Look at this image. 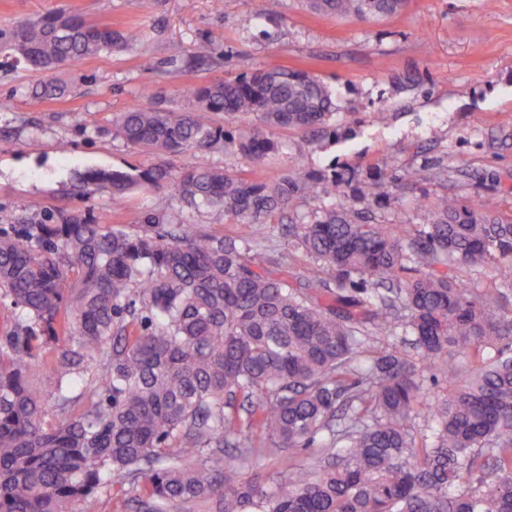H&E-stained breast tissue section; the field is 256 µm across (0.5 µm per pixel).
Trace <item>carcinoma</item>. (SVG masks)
<instances>
[{
    "instance_id": "carcinoma-1",
    "label": "carcinoma",
    "mask_w": 512,
    "mask_h": 512,
    "mask_svg": "<svg viewBox=\"0 0 512 512\" xmlns=\"http://www.w3.org/2000/svg\"><path fill=\"white\" fill-rule=\"evenodd\" d=\"M404 4L310 0L359 18ZM138 37L60 11L0 30V52L49 76L32 97L53 99L66 92L57 69ZM191 98L179 112L148 96L112 134L162 158L225 152L258 169L275 130L336 135L332 91L303 70L259 66ZM237 114L255 123L219 120ZM81 184L109 186L117 208L135 187L168 188L182 208L136 232L79 213L0 225V512H74L114 476L139 488L143 512H512V290L453 275L491 266L512 281L511 216L444 193L411 235L374 217L381 185L367 180L352 202L293 218L296 196L344 193L305 167L259 182L162 161ZM186 209L231 216L237 232L210 233ZM275 216L308 258L296 271L248 256ZM451 349L450 389L432 396L425 374ZM309 448L311 464L293 455ZM285 451L272 486L239 478V462Z\"/></svg>"
}]
</instances>
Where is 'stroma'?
I'll return each mask as SVG.
<instances>
[{
	"label": "stroma",
	"instance_id": "35a3bbf8",
	"mask_svg": "<svg viewBox=\"0 0 512 512\" xmlns=\"http://www.w3.org/2000/svg\"><path fill=\"white\" fill-rule=\"evenodd\" d=\"M263 7L264 0H0V29L62 9L142 32L130 46L64 70L67 95L41 102L29 95L36 72L0 53V216L77 212L133 231L145 215L178 209L171 190L150 188L116 209L110 189L80 193L78 176L152 164L145 150L112 135L113 115L140 95L180 107L193 87L251 65L317 75L338 107L336 134L276 131L283 148L257 174L245 159L221 152L208 154L207 164L262 181L298 166L343 175V199L298 198L293 211L300 215L352 201L370 177L383 191L372 206L376 218L411 232L427 222L416 199L446 192L512 214V0H498L492 10L485 0H408L401 13L369 20L327 15L307 0H281L273 19ZM201 40L211 41L213 52L197 61L192 46ZM379 111L386 122L375 121ZM62 141L68 153L58 152ZM399 165L418 169L417 180L393 182ZM434 165L447 167V179L432 177Z\"/></svg>",
	"mask_w": 512,
	"mask_h": 512
}]
</instances>
